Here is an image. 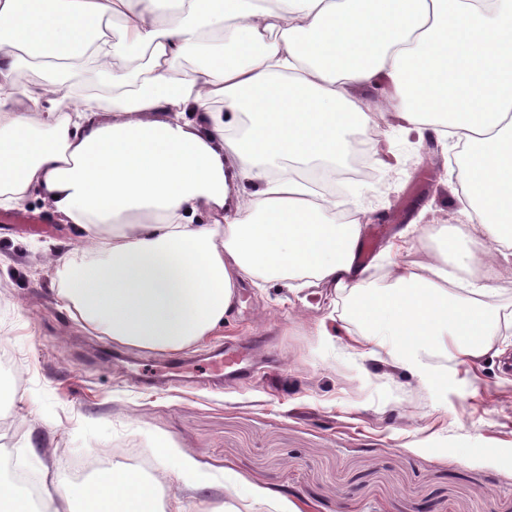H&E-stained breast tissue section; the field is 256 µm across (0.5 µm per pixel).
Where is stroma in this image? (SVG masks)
I'll return each mask as SVG.
<instances>
[{
	"instance_id": "35a3bbf8",
	"label": "stroma",
	"mask_w": 512,
	"mask_h": 512,
	"mask_svg": "<svg viewBox=\"0 0 512 512\" xmlns=\"http://www.w3.org/2000/svg\"><path fill=\"white\" fill-rule=\"evenodd\" d=\"M376 113L375 134L402 159L353 180L338 216L366 224L388 214L425 169L435 173L411 205L415 230L392 225L368 263V293L388 284L392 264L412 266L444 251L447 228L467 219L451 138L407 134L391 121L381 90L360 93ZM72 225L45 231L0 223V347L19 360L7 393L10 418L0 446L41 476L72 480L86 456L103 450L126 462L132 448L152 457L155 482L180 497L185 512H512V331L496 330L486 355L459 362L435 356L436 378L422 381L393 360L392 347L366 356L349 293L308 277L240 288L224 327L182 355L266 336L275 364L247 383L153 390L117 365L113 354L162 369L167 353L87 334L58 297L46 251L77 243ZM492 311L512 313V260L474 246ZM62 450L33 456L29 435ZM189 452L204 489L190 492L173 468ZM231 487H224L225 477Z\"/></svg>"
}]
</instances>
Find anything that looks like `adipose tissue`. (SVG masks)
<instances>
[{
	"label": "adipose tissue",
	"instance_id": "adipose-tissue-1",
	"mask_svg": "<svg viewBox=\"0 0 512 512\" xmlns=\"http://www.w3.org/2000/svg\"><path fill=\"white\" fill-rule=\"evenodd\" d=\"M0 0V207L39 189L75 225L79 248L48 264L86 332L121 346L178 352L222 327L239 288L308 274L361 288V224L323 221L291 169L338 164L347 132L374 115L358 89L390 88L410 133L461 142L471 227L454 232L452 270L393 266L390 284L353 315L367 343L393 341L422 380L454 350L479 359L500 317L470 280L480 228L512 248V0H51L20 13ZM111 34L86 33L87 21ZM150 53L146 77L115 63ZM57 60V78L23 85L29 57ZM122 88L109 97L64 89L66 59ZM194 60L185 71L182 61ZM256 188L244 211L240 187ZM213 215L195 221L199 207ZM462 293L448 290L449 282ZM0 512H181L156 484L115 466L81 485L54 483L38 508L19 488Z\"/></svg>",
	"mask_w": 512,
	"mask_h": 512
}]
</instances>
